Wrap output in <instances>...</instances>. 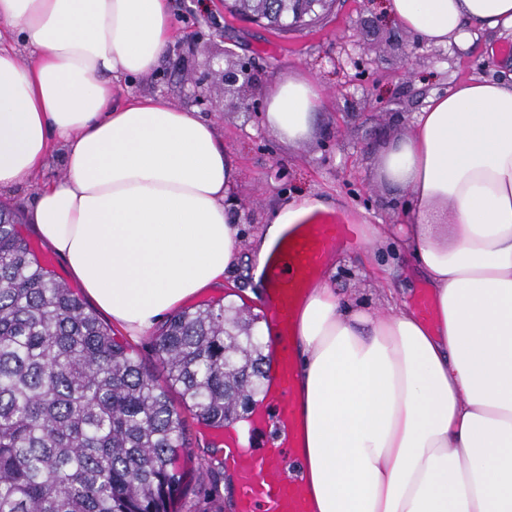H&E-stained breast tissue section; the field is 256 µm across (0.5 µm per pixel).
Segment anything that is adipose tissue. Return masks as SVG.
<instances>
[{
    "label": "adipose tissue",
    "instance_id": "1",
    "mask_svg": "<svg viewBox=\"0 0 512 512\" xmlns=\"http://www.w3.org/2000/svg\"><path fill=\"white\" fill-rule=\"evenodd\" d=\"M422 41L512 34V0H387ZM0 29L22 34L21 63L0 45V188L34 178L53 139L65 178L26 219L84 293L124 332L152 331L240 263L224 201L234 171L214 127L162 96L112 102V82L155 69L173 39L169 0H0ZM323 93L291 80L266 120L305 137ZM380 170L407 189L405 223L387 230L411 252L438 310L427 328L386 296L373 309L328 280L297 316L300 457L315 512H512V82L473 77L428 98ZM450 205V243L433 238ZM324 206L278 209L252 238L267 257Z\"/></svg>",
    "mask_w": 512,
    "mask_h": 512
}]
</instances>
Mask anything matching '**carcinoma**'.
Segmentation results:
<instances>
[{"mask_svg": "<svg viewBox=\"0 0 512 512\" xmlns=\"http://www.w3.org/2000/svg\"><path fill=\"white\" fill-rule=\"evenodd\" d=\"M303 8L235 0L228 10L286 23ZM262 348L224 304L188 308L156 336L167 374L157 383L0 204V512H179L196 492L179 466L184 414L224 428L261 391Z\"/></svg>", "mask_w": 512, "mask_h": 512, "instance_id": "1", "label": "carcinoma"}]
</instances>
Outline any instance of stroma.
I'll list each match as a JSON object with an SVG mask.
<instances>
[{
  "label": "stroma",
  "mask_w": 512,
  "mask_h": 512,
  "mask_svg": "<svg viewBox=\"0 0 512 512\" xmlns=\"http://www.w3.org/2000/svg\"><path fill=\"white\" fill-rule=\"evenodd\" d=\"M385 0H331L319 19L280 32L235 18L224 0H171L173 42L150 73L114 82L113 100L161 95L199 113L224 143L235 180L230 215L250 242L286 202L314 198L332 213L367 229L400 224L410 201L407 190L380 175L383 152L411 129L429 96L479 74L512 76V35L473 38L466 47L428 45L402 29L385 12ZM247 65V85L225 90L221 71ZM309 78L325 98L308 139L284 143L265 122L275 88ZM64 148L53 151L31 181L0 190V201L24 215L39 189L65 174ZM350 299L378 307L385 291L412 301L425 281L410 255L392 258L382 242L342 248L323 273ZM191 451L180 465L192 483L204 482L211 430L190 424Z\"/></svg>",
  "instance_id": "1"
}]
</instances>
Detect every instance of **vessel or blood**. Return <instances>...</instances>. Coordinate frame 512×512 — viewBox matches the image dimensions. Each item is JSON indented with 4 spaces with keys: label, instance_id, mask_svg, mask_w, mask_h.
Returning <instances> with one entry per match:
<instances>
[{
    "label": "vessel or blood",
    "instance_id": "1",
    "mask_svg": "<svg viewBox=\"0 0 512 512\" xmlns=\"http://www.w3.org/2000/svg\"><path fill=\"white\" fill-rule=\"evenodd\" d=\"M359 239L360 229L354 224H304L289 231L262 266L265 322L274 330L279 347L266 393L248 420L249 428L268 434L261 452L247 447L244 432H224L226 464L238 487L237 512H309L305 475L294 465L299 439L295 413L299 365L291 351L297 336L296 313L337 250Z\"/></svg>",
    "mask_w": 512,
    "mask_h": 512
}]
</instances>
